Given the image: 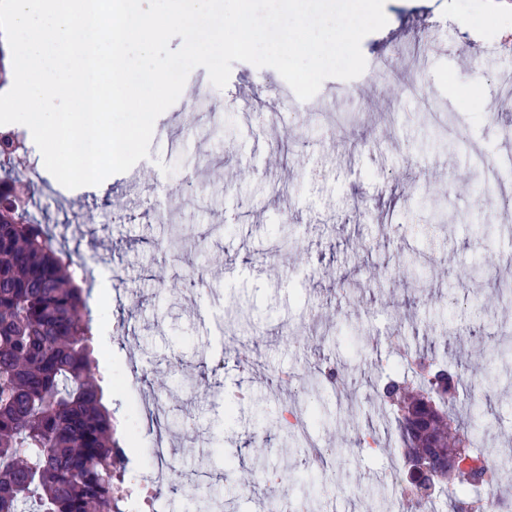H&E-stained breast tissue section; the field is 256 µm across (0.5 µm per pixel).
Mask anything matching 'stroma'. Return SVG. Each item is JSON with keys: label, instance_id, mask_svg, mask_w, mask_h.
<instances>
[{"label": "stroma", "instance_id": "stroma-1", "mask_svg": "<svg viewBox=\"0 0 512 512\" xmlns=\"http://www.w3.org/2000/svg\"><path fill=\"white\" fill-rule=\"evenodd\" d=\"M385 7L389 23L361 43L367 66L354 83L371 89L366 100L330 78L312 99L272 113L279 73L237 62L230 85L256 94L244 108L194 68L188 79L200 94L184 118L158 117L168 134L151 140L137 207L126 204V174L81 193L36 168L35 219L54 225L75 260L112 278V344L98 346L95 377L129 473L150 468L156 440L172 450L170 482L154 496L161 512H200L186 485L223 488L228 460L249 483L216 498L219 512H267L274 494L306 512H399L388 478L398 441L376 370L377 360L399 361V339L467 369L486 413L478 447L512 445V360L480 354L512 346V301L499 290L512 283V223L499 222L503 191L483 187L479 165L512 152V116L477 107L473 95L512 72V31L480 23L512 14V0ZM416 21L440 24L441 41L464 54L432 53L405 70L414 44L388 39ZM390 84L404 93L383 96ZM273 141L279 161L270 170ZM244 164L255 176L241 177ZM437 178L452 189L446 219L431 228ZM475 224L492 234L477 237ZM199 266L201 292L192 283ZM322 360L351 382V397L300 381L275 386L278 373L304 374ZM158 386L185 429L131 413ZM294 406L318 416L306 432L278 425ZM367 427L382 452L358 446Z\"/></svg>", "mask_w": 512, "mask_h": 512}]
</instances>
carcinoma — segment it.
<instances>
[{"label":"carcinoma","instance_id":"1","mask_svg":"<svg viewBox=\"0 0 512 512\" xmlns=\"http://www.w3.org/2000/svg\"><path fill=\"white\" fill-rule=\"evenodd\" d=\"M36 187L31 179L0 175V512H131L126 450L112 439V414L95 380L98 359L87 295L73 255L62 250L45 224L29 211ZM420 383L408 391L397 377L383 387L384 403L437 402L440 378L461 380L422 354ZM311 384L338 390L339 370L318 368ZM481 413L452 430L447 411L434 415L418 434L409 418H397L403 447L416 456L434 444L446 453L461 445L467 456ZM505 460L456 477L448 491L449 512H473L469 492H503ZM410 502L420 508L440 487L425 478L408 483Z\"/></svg>","mask_w":512,"mask_h":512}]
</instances>
